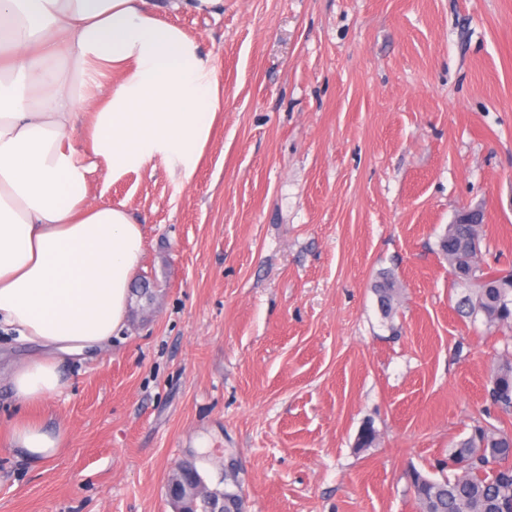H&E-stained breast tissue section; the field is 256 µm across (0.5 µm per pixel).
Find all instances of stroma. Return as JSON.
Instances as JSON below:
<instances>
[{
  "label": "stroma",
  "mask_w": 512,
  "mask_h": 512,
  "mask_svg": "<svg viewBox=\"0 0 512 512\" xmlns=\"http://www.w3.org/2000/svg\"><path fill=\"white\" fill-rule=\"evenodd\" d=\"M224 84L191 177L156 160L113 176L90 118L67 137L92 204L144 228L110 350L64 364L35 409L67 436L33 466L3 434L31 345L0 338V512H174L173 468L232 474L245 512H419L475 426L512 329L455 309L469 290L436 243L484 210L481 255L512 268V0H224L167 13ZM402 287L383 318L372 285ZM375 439L361 446L365 427Z\"/></svg>",
  "instance_id": "stroma-1"
}]
</instances>
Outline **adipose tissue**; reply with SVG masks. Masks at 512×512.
<instances>
[{
    "mask_svg": "<svg viewBox=\"0 0 512 512\" xmlns=\"http://www.w3.org/2000/svg\"><path fill=\"white\" fill-rule=\"evenodd\" d=\"M223 0H0V333L37 345L9 384L31 409L66 385L62 365L108 349L144 257L125 206L88 202L66 132L92 113L91 150L113 174L163 159L192 175L224 93L210 56L159 17ZM117 79L104 91L101 75ZM7 441L32 465L67 437L24 415Z\"/></svg>",
    "mask_w": 512,
    "mask_h": 512,
    "instance_id": "1",
    "label": "adipose tissue"
}]
</instances>
